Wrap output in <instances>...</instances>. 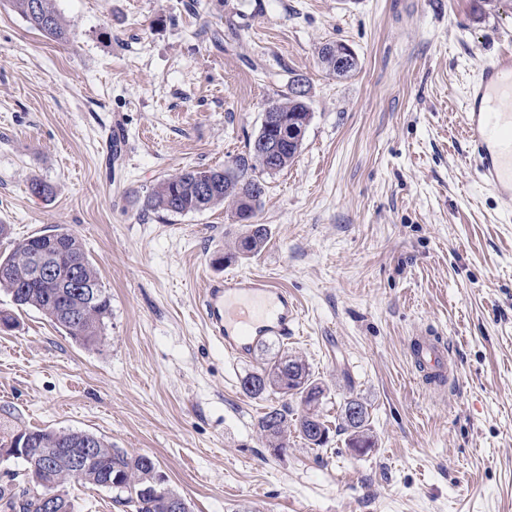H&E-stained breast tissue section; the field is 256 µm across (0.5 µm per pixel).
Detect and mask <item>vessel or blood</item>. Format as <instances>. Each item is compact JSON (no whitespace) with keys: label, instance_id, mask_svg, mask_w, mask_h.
Listing matches in <instances>:
<instances>
[{"label":"vessel or blood","instance_id":"obj_1","mask_svg":"<svg viewBox=\"0 0 512 512\" xmlns=\"http://www.w3.org/2000/svg\"><path fill=\"white\" fill-rule=\"evenodd\" d=\"M464 131L468 156L481 182L512 205V54L492 57L469 86ZM200 313L211 335L234 358L249 355L271 336L288 339L299 321V305L287 289L259 275L231 273L211 281ZM411 363L433 396L441 397L458 378L447 341L440 336H414Z\"/></svg>","mask_w":512,"mask_h":512}]
</instances>
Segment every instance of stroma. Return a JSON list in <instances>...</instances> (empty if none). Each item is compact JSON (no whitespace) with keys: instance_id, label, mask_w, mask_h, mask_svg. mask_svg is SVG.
Segmentation results:
<instances>
[{"instance_id":"1","label":"stroma","mask_w":512,"mask_h":512,"mask_svg":"<svg viewBox=\"0 0 512 512\" xmlns=\"http://www.w3.org/2000/svg\"><path fill=\"white\" fill-rule=\"evenodd\" d=\"M57 43L0 5V224L11 241L81 239L112 300L85 349L33 307L0 327V443L85 431L156 462L191 512H512V222L462 139V100L512 51V0H55ZM348 44L336 79L318 49ZM313 110L288 168L265 178L257 255L233 256L228 207L142 209L185 168L244 151L296 75ZM53 188L31 195L30 179ZM256 273L301 304L299 333L228 356L198 310L208 276ZM446 337V398L418 382L414 336ZM302 356L337 420L364 402L375 446L343 433L277 453L242 375ZM74 512H124L79 482Z\"/></svg>"}]
</instances>
